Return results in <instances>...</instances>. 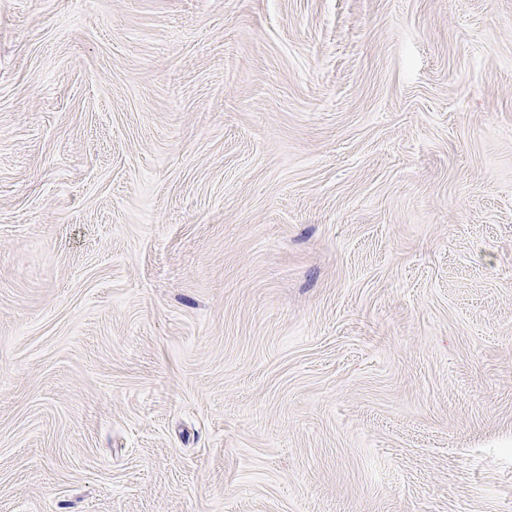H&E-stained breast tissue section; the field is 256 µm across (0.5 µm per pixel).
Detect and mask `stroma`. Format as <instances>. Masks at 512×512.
Instances as JSON below:
<instances>
[{
  "label": "stroma",
  "instance_id": "stroma-1",
  "mask_svg": "<svg viewBox=\"0 0 512 512\" xmlns=\"http://www.w3.org/2000/svg\"><path fill=\"white\" fill-rule=\"evenodd\" d=\"M0 512H512V0H0Z\"/></svg>",
  "mask_w": 512,
  "mask_h": 512
}]
</instances>
